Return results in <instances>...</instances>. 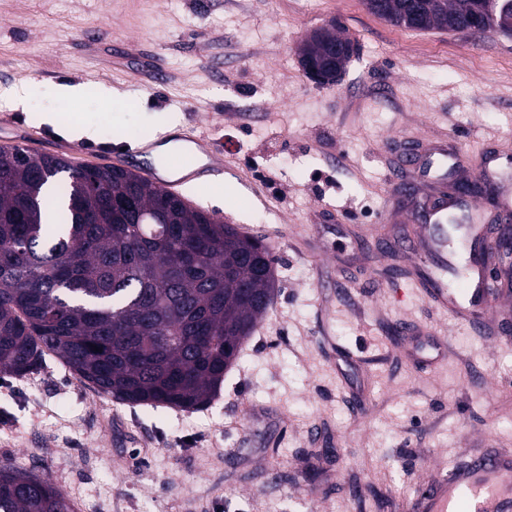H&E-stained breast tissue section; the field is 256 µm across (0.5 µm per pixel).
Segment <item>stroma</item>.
<instances>
[{"label": "stroma", "instance_id": "stroma-1", "mask_svg": "<svg viewBox=\"0 0 512 512\" xmlns=\"http://www.w3.org/2000/svg\"><path fill=\"white\" fill-rule=\"evenodd\" d=\"M333 20L360 54L322 86L297 47ZM20 85L0 118L32 153L63 141L42 117L66 111L94 132L71 142L84 165L117 146L142 164L152 140L175 177L201 158L187 133L214 140L223 172L182 196L264 238L279 282L203 409L115 401L53 358L0 378V466L82 512H409L477 441L512 448V335L460 326L419 287L418 254L382 249L435 192L390 179L400 154L452 136L463 169L492 154L512 180V35L399 28L363 0H0V93ZM401 323L445 336V360L412 356Z\"/></svg>", "mask_w": 512, "mask_h": 512}]
</instances>
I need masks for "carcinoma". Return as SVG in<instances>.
<instances>
[{"mask_svg":"<svg viewBox=\"0 0 512 512\" xmlns=\"http://www.w3.org/2000/svg\"><path fill=\"white\" fill-rule=\"evenodd\" d=\"M364 4L411 30L464 33L486 12L482 0ZM275 283L262 240L132 169L0 148V376L52 354L118 401L200 408ZM0 512L72 506L49 481L1 466Z\"/></svg>","mask_w":512,"mask_h":512,"instance_id":"cac0c4a2","label":"carcinoma"}]
</instances>
